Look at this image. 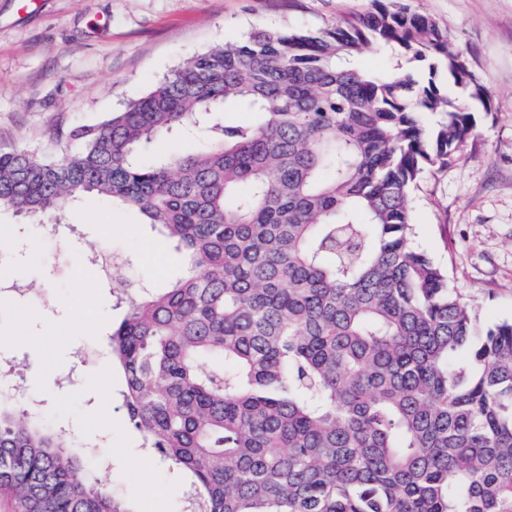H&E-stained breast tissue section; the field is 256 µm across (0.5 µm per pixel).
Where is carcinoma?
<instances>
[{
	"instance_id": "1",
	"label": "carcinoma",
	"mask_w": 512,
	"mask_h": 512,
	"mask_svg": "<svg viewBox=\"0 0 512 512\" xmlns=\"http://www.w3.org/2000/svg\"><path fill=\"white\" fill-rule=\"evenodd\" d=\"M367 47L392 69L364 68ZM477 88L435 19L372 0L195 54L52 159L0 151V213L92 194L181 253L182 277L121 299L109 345L188 512H512V321L478 323L412 245L408 202L474 134ZM189 126L198 151L145 158ZM0 495L133 512L72 434L2 394Z\"/></svg>"
}]
</instances>
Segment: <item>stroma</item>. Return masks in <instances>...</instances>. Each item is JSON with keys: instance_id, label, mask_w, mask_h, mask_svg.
Wrapping results in <instances>:
<instances>
[{"instance_id": "stroma-1", "label": "stroma", "mask_w": 512, "mask_h": 512, "mask_svg": "<svg viewBox=\"0 0 512 512\" xmlns=\"http://www.w3.org/2000/svg\"><path fill=\"white\" fill-rule=\"evenodd\" d=\"M432 16L488 95L477 133L446 171L410 196L416 245L447 271L480 323L512 320V0H400ZM370 0H0V149L54 157L67 129L97 122L143 96L187 57L256 25L316 30ZM76 236L45 237L28 218L0 216V352L25 368L29 400L72 429L133 512H183L186 482L147 448L122 406L126 380L108 337L126 315L119 298L163 287L182 270L176 252L132 210L94 197L63 206ZM120 261L101 276L85 261L98 225ZM165 489L164 505L152 493Z\"/></svg>"}]
</instances>
